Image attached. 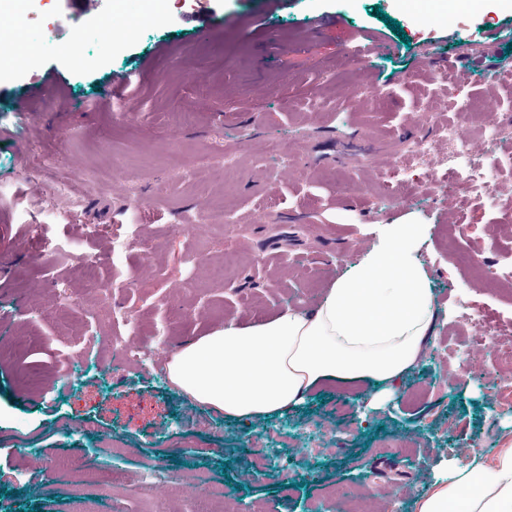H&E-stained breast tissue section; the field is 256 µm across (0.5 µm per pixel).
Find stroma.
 <instances>
[{
  "label": "stroma",
  "mask_w": 512,
  "mask_h": 512,
  "mask_svg": "<svg viewBox=\"0 0 512 512\" xmlns=\"http://www.w3.org/2000/svg\"><path fill=\"white\" fill-rule=\"evenodd\" d=\"M15 7L25 37L0 57V512H191L185 474L210 483L214 512H351L353 487L369 499L384 484L380 512H414L402 487L502 446L512 413L459 368L472 329L454 296L464 281L493 325L512 315V281L484 288L459 262L512 255V171L476 200L420 169L398 189L410 203L387 204L374 162L436 141L421 113L453 121L463 95L468 138L490 98L512 126V0H0ZM112 17L123 28L101 35ZM360 76L361 105L331 93ZM228 145L246 157L229 178ZM403 221L431 227L417 257L439 311L396 397L326 389L228 421L156 357L128 368L112 346L177 352L231 321L312 309L358 260L355 238ZM83 256L98 259L96 282ZM51 459L66 478L36 473ZM115 461L131 485L176 479L153 499L88 481Z\"/></svg>",
  "instance_id": "obj_1"
}]
</instances>
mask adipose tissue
<instances>
[{"label": "adipose tissue", "mask_w": 512, "mask_h": 512, "mask_svg": "<svg viewBox=\"0 0 512 512\" xmlns=\"http://www.w3.org/2000/svg\"><path fill=\"white\" fill-rule=\"evenodd\" d=\"M428 239L426 225H386L314 309L289 308L247 328L229 322L174 354L170 381L229 419L283 413L320 387L360 388L375 401L395 393L437 317L416 260ZM415 506L512 512V445L488 460H448Z\"/></svg>", "instance_id": "1"}]
</instances>
